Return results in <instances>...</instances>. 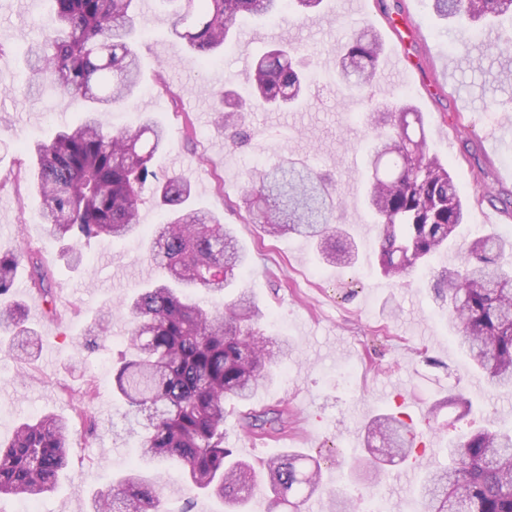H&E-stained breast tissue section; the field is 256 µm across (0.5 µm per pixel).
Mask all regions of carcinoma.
<instances>
[{
	"instance_id": "cac0c4a2",
	"label": "carcinoma",
	"mask_w": 512,
	"mask_h": 512,
	"mask_svg": "<svg viewBox=\"0 0 512 512\" xmlns=\"http://www.w3.org/2000/svg\"><path fill=\"white\" fill-rule=\"evenodd\" d=\"M48 33L28 47L26 68L66 95L91 105L77 126L58 130L35 146L32 172L42 198L40 219L51 233L71 242L69 258L80 262L79 245L101 237L124 239L139 227L143 189L154 185L165 222L151 242L160 269L128 306L133 328L126 351L113 370L112 390L130 418L138 463L99 498L93 512H167L159 488L145 468L179 463L186 483L224 501L227 512H248L258 478L267 477V512H302L321 497L320 463L290 451L253 463L224 447L225 403L245 404L273 378L272 367L288 358V340L267 335L264 312L241 291L224 310L205 309L192 299L197 288L222 295L248 258L221 219L190 205L184 178L161 176L153 166L168 144V131L150 118L130 129L110 130L100 114L122 105L138 86L141 61L136 37L144 27L136 0H48ZM174 37L184 41L202 65L215 58L246 17L270 19L284 12L309 18L322 0H165ZM443 19L476 23L512 17V0H428ZM382 43L374 33L356 32L339 59L342 78L359 88L376 74ZM306 82L297 49L263 54L251 77L252 100L226 110L229 93L211 92L232 143L243 142L245 113L263 107L295 106ZM372 183L367 204L379 227L382 273L398 282L422 270L465 223L463 196L448 164L429 155L423 113L406 102L373 111ZM340 201L329 178L289 159L254 172L235 207L246 224L276 236L284 231L312 239L322 258L347 267L357 245L336 224ZM512 242L498 233L473 240L459 263L436 282L448 298V327L462 340L474 366L497 389L512 390ZM28 263L34 288L51 296V281L40 259L0 253V296L13 287L19 266ZM32 357L39 348L19 306L0 308V328ZM247 426L263 436L283 434L288 409L265 408ZM408 424L384 414L366 425L363 466L378 474L386 462L415 452L406 442ZM71 419L45 414L20 424L0 441V497L36 502L58 485L68 469ZM424 512H448L461 502L466 512H512V428L478 429L448 446V465L428 469L419 488Z\"/></svg>"
}]
</instances>
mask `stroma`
Instances as JSON below:
<instances>
[{
  "label": "stroma",
  "mask_w": 512,
  "mask_h": 512,
  "mask_svg": "<svg viewBox=\"0 0 512 512\" xmlns=\"http://www.w3.org/2000/svg\"><path fill=\"white\" fill-rule=\"evenodd\" d=\"M47 8L46 0H0V252L35 253L49 269L57 307L56 315L48 314L26 267L0 298L4 305L21 304L28 325L41 337L24 372L9 349V333L0 330V440H9L21 419L47 413L71 418L86 411L95 420L94 432L73 435L68 474L36 508L90 512L93 499L136 459L125 409L112 396V362L132 327L121 301L158 277L147 246L165 215L153 198H145L139 234L91 240L77 268L42 224L30 150L62 126L79 124L84 112L80 101L39 84L21 65L26 46L44 33ZM407 16L422 29L413 43L403 45L385 20ZM144 18L139 90L105 119L119 129L137 126L148 115L169 130L171 143L156 154L155 168L188 180L194 204L234 229L250 255L235 287L251 293L264 311L266 334L288 339L293 347L274 381L251 402L255 408H288L289 443L248 433L238 404L224 422L225 446L255 463L296 448L321 457L325 491L357 501L359 512L374 504L382 512H421L417 493L399 481L397 465H385L376 479L353 473V461L365 453L367 420L396 411L413 417L424 462L444 464L447 455L433 453L434 444L477 427L512 426V393L471 385L479 373L449 331L448 305L434 291L438 274L448 267L445 255L404 284L381 275L378 230L366 204L374 132L364 115L407 100L423 112L428 149L447 160L467 200L457 245L492 231L512 236V80L498 75L497 49L498 36L512 33V19L500 18L476 35L467 24L436 17L427 0H357L353 6L324 0L320 13L308 20L289 13L272 22L242 20L239 38L202 66L171 35L161 4L145 10ZM359 30L377 33L384 54L374 82L352 94L336 80V55ZM287 42L302 49L310 75L301 103L288 111L250 112V141L232 145L217 128L211 90L225 87L248 97L247 61ZM163 83L173 97L160 95ZM188 120L195 128L190 143L183 133ZM286 157L332 173L344 200L341 221L358 245L353 266L324 263L309 239L267 236L259 225L243 223L233 207L250 172ZM106 308L112 311L106 334L95 349H84L88 326ZM87 379L98 387L88 406L81 396ZM452 391L470 399L468 416L441 406ZM418 402L438 406L431 421L415 416ZM160 484L168 512H224L219 499L184 491L175 466L161 469Z\"/></svg>",
  "instance_id": "obj_1"
}]
</instances>
